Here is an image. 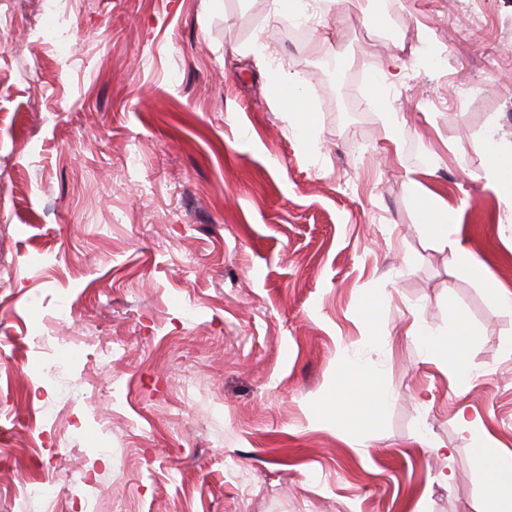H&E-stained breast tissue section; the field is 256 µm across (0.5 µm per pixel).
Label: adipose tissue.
<instances>
[{"mask_svg": "<svg viewBox=\"0 0 512 512\" xmlns=\"http://www.w3.org/2000/svg\"><path fill=\"white\" fill-rule=\"evenodd\" d=\"M276 97L304 140H311L313 116L304 101L298 83L276 82ZM411 195L421 216L424 234L449 250L448 263L457 273L484 282L492 300L502 310L512 311V291L486 276L485 261L474 254L462 237L458 211L443 207L438 194L411 182ZM415 343L434 354L438 367L448 373L456 388H467L474 375L469 353L475 342L474 331L461 315H453L446 334L439 335L420 325L408 331ZM392 400L391 393L370 367L347 363L337 375L329 399L323 404L324 414H335L341 429H349L358 416L368 410L384 409ZM459 421L472 450L473 465L488 489L486 512H512V453L502 450L498 442L482 427L480 418L460 415Z\"/></svg>", "mask_w": 512, "mask_h": 512, "instance_id": "1", "label": "adipose tissue"}]
</instances>
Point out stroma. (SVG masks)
<instances>
[{
  "instance_id": "1",
  "label": "stroma",
  "mask_w": 512,
  "mask_h": 512,
  "mask_svg": "<svg viewBox=\"0 0 512 512\" xmlns=\"http://www.w3.org/2000/svg\"><path fill=\"white\" fill-rule=\"evenodd\" d=\"M315 10L300 43L273 0H0V512H480L457 414L512 451V311L408 181L512 290V0ZM454 312L462 394L403 335ZM352 360L392 401L345 433L317 408ZM300 81L290 82L281 79L274 83L276 97L281 108L288 112V118L291 119L298 129L303 139L307 142L312 139L313 116L312 110L304 101L299 90ZM485 150L490 159L493 187L512 196V141L510 144L488 143ZM411 195L421 216L424 234L449 250L448 264L457 273L482 282L500 310L512 311V293L486 276V262L474 254L462 236V225L457 210L440 204L438 194L424 189L414 179L409 180Z\"/></svg>"
}]
</instances>
